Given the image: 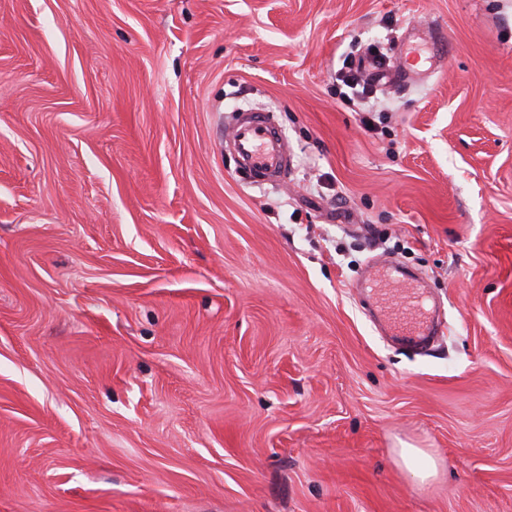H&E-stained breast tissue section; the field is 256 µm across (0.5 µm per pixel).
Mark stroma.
<instances>
[{
	"label": "stroma",
	"instance_id": "35a3bbf8",
	"mask_svg": "<svg viewBox=\"0 0 512 512\" xmlns=\"http://www.w3.org/2000/svg\"><path fill=\"white\" fill-rule=\"evenodd\" d=\"M413 38L431 78L343 99ZM383 258L427 349L358 299ZM0 512H512V0H0ZM365 59L372 60L374 63L378 62V60L371 54H363L359 55L358 59L353 58L350 62L345 66V70H339L338 76L336 77V81H340L344 86L350 88L352 90L356 89L357 86H360L361 83L364 85L369 84V78L366 75L365 70ZM230 142L239 166L250 178L280 181L288 172V149L267 112L243 110L232 126ZM414 281L398 266L375 262L368 269L367 285L377 299L382 285L407 288L402 306L380 312L395 336L408 343H422L436 332L429 297ZM400 457L404 464L423 481L435 476L437 473V467L434 460L420 448L400 449ZM417 460H422L423 464L415 466L414 463Z\"/></svg>",
	"mask_w": 512,
	"mask_h": 512
}]
</instances>
